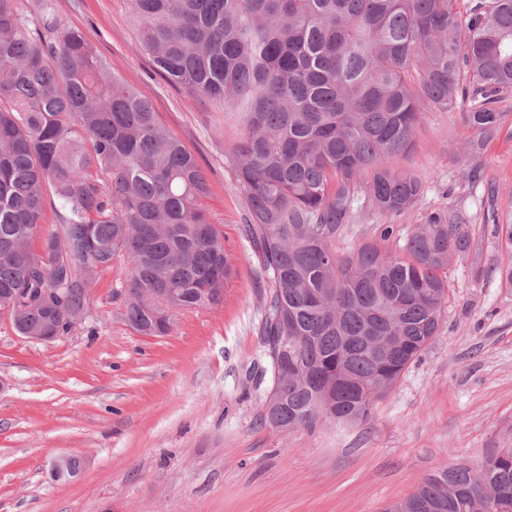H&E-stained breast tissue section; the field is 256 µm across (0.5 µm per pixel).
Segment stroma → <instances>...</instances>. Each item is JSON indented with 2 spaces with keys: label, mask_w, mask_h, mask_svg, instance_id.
<instances>
[{
  "label": "stroma",
  "mask_w": 512,
  "mask_h": 512,
  "mask_svg": "<svg viewBox=\"0 0 512 512\" xmlns=\"http://www.w3.org/2000/svg\"><path fill=\"white\" fill-rule=\"evenodd\" d=\"M56 5L196 158L235 275L222 304L178 315L164 336L124 321L120 263L97 277L93 309L57 341L28 342L0 318V512H384L434 471L512 448V287L499 274L512 256L496 233L512 206V92L478 155L466 148L465 104L426 112L413 151L383 161L421 180L414 207L382 213L357 196L336 242L343 254L378 239L396 251L414 225L465 216L470 249L448 267L428 351L366 420L283 433L262 423L263 394L249 379L263 307L240 189L224 164L239 126L156 72L129 0ZM477 164L483 177L469 180ZM61 455L82 459L78 480H50Z\"/></svg>",
  "instance_id": "1"
}]
</instances>
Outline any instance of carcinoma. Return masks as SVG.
Instances as JSON below:
<instances>
[{"mask_svg":"<svg viewBox=\"0 0 512 512\" xmlns=\"http://www.w3.org/2000/svg\"><path fill=\"white\" fill-rule=\"evenodd\" d=\"M142 49L168 82L242 128L227 156L262 292L255 384L288 432L365 420L438 335L448 266L470 250L465 218L416 225L398 252L342 255L358 186L373 209L409 210L421 181L379 165L408 154L424 112L468 102L473 153L501 127L512 91V0H129ZM369 181H364L367 171ZM195 157L151 103L112 74L54 0H0V298L55 288L84 303L85 274L129 264L125 321L156 333L147 288L181 312L215 304L233 278ZM58 225L44 227L46 199ZM49 241L36 252L38 238ZM60 314L34 306L38 329ZM386 512H512V448L426 477Z\"/></svg>","mask_w":512,"mask_h":512,"instance_id":"1","label":"carcinoma"}]
</instances>
